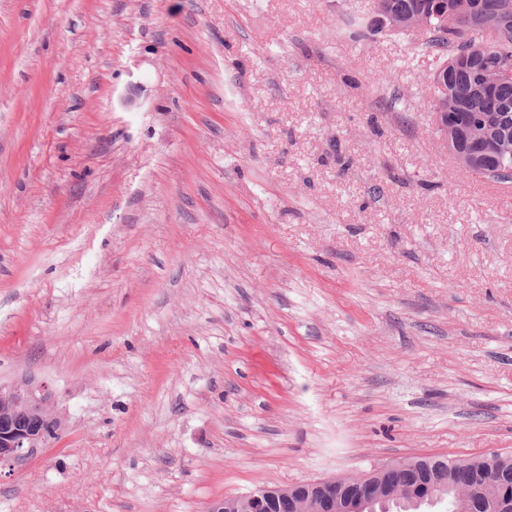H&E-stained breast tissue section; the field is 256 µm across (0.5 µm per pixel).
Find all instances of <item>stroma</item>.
Segmentation results:
<instances>
[{
  "mask_svg": "<svg viewBox=\"0 0 512 512\" xmlns=\"http://www.w3.org/2000/svg\"><path fill=\"white\" fill-rule=\"evenodd\" d=\"M371 2L0 0V380L66 418L0 512L512 453V181ZM446 76L432 79V109L436 112L437 127L441 138L448 144L457 165L471 172H486V166L495 162L498 173L512 176V145L506 133L494 129L499 117L496 112H486L481 122L473 121L458 103L448 106ZM439 90V91H438Z\"/></svg>",
  "mask_w": 512,
  "mask_h": 512,
  "instance_id": "35a3bbf8",
  "label": "stroma"
}]
</instances>
